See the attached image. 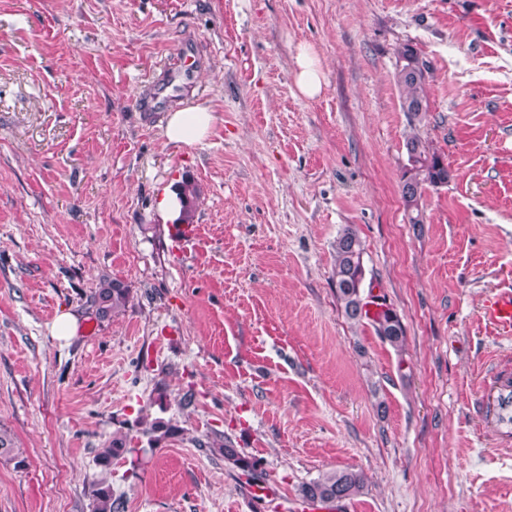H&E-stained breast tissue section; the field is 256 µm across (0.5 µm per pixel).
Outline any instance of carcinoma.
Here are the masks:
<instances>
[{
	"label": "carcinoma",
	"mask_w": 512,
	"mask_h": 512,
	"mask_svg": "<svg viewBox=\"0 0 512 512\" xmlns=\"http://www.w3.org/2000/svg\"><path fill=\"white\" fill-rule=\"evenodd\" d=\"M398 63L396 81L401 90V106L415 119H422L426 108V74L427 65L420 60L411 45H405L397 52ZM407 164L401 176V199L407 212L409 223H424L420 200L427 187H438L448 182V167L443 158L422 140L417 134L410 135L405 143ZM177 195L181 204L179 222L194 223L195 200L198 188L191 180H185L177 186ZM335 265L332 280L336 288V297L340 302L346 318L354 324L363 320L371 321L375 334L393 348L400 349L405 340V331L396 313L381 310L370 314L365 310L367 303L359 296L364 288L365 267L363 256L364 244L357 232L349 225L344 226L334 242ZM130 289L117 279L103 280L99 283L91 299L95 315L99 318L118 316L126 311L130 303ZM126 438L114 436L112 440L98 449L96 461L106 469L112 461L126 452ZM216 448L224 460L255 478L254 464L242 456L231 441H215ZM364 476L353 470L329 472L300 486L299 495L306 501L334 502L351 499L363 493ZM91 512H123L124 502L114 496L111 484L102 479L93 489Z\"/></svg>",
	"instance_id": "cac0c4a2"
}]
</instances>
